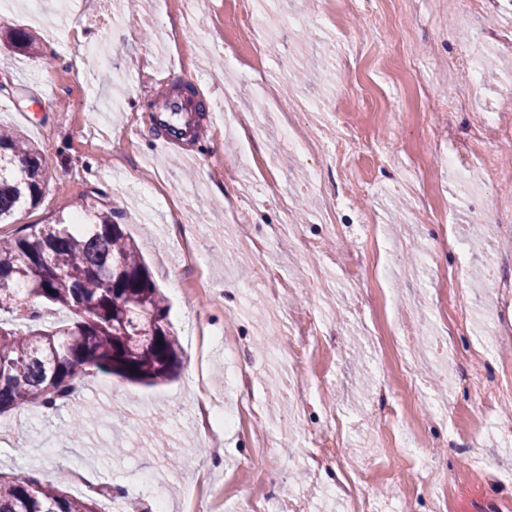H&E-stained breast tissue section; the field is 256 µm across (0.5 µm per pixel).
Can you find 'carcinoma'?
<instances>
[{
    "label": "carcinoma",
    "instance_id": "carcinoma-1",
    "mask_svg": "<svg viewBox=\"0 0 512 512\" xmlns=\"http://www.w3.org/2000/svg\"><path fill=\"white\" fill-rule=\"evenodd\" d=\"M39 152L15 130L0 131V223L42 194ZM0 241V413L68 400L84 376L102 372L155 385L177 376L181 347L164 294L112 212H88L80 224H31ZM70 318L44 325L49 311ZM0 512H98L34 478L0 480Z\"/></svg>",
    "mask_w": 512,
    "mask_h": 512
}]
</instances>
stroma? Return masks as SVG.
Returning a JSON list of instances; mask_svg holds the SVG:
<instances>
[{
    "mask_svg": "<svg viewBox=\"0 0 512 512\" xmlns=\"http://www.w3.org/2000/svg\"><path fill=\"white\" fill-rule=\"evenodd\" d=\"M183 5L169 0L158 25L157 0L125 4L107 29L96 0H72L62 18L35 19L25 0L0 10V30L33 38L0 50V126L45 162L42 197L0 237L68 220L80 204L111 211L168 300L183 359L163 385L97 373L56 409L0 414V473L117 498L124 512H156L146 480L159 473L167 512H188L196 478L208 512H354L341 490L350 474L376 489L373 512L512 505V476L470 461L512 462V395L472 450L475 396L446 389L437 355L419 351L451 343L462 362L490 341L489 379L512 367V297L493 286L512 270V182L445 161L489 118L512 122L501 93L512 74L481 80L467 111H428L462 83L449 41L476 45L479 69L512 59V6L484 0L468 15L450 0H369L363 12L351 0H273L278 32L257 57L236 42L242 0H201L191 26ZM262 68L277 76L269 112L256 105ZM166 81L214 106L183 152L156 145L153 94ZM432 124L452 141L430 139ZM349 127L360 143L333 152ZM334 196L342 223L331 234L320 219ZM480 199L491 216L475 213ZM451 292L471 324L453 338L437 307ZM76 410L85 433L63 442Z\"/></svg>",
    "mask_w": 512,
    "mask_h": 512,
    "instance_id": "35a3bbf8",
    "label": "stroma"
}]
</instances>
